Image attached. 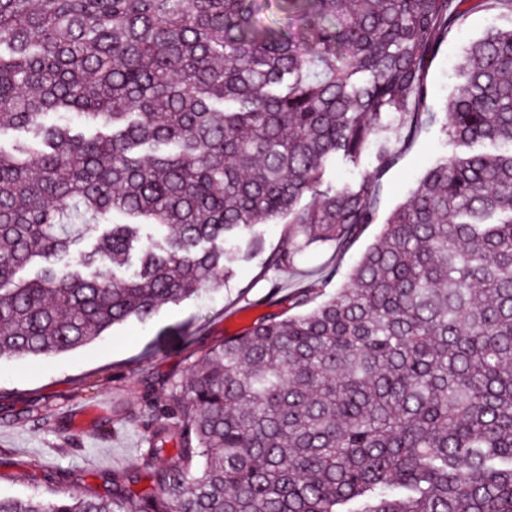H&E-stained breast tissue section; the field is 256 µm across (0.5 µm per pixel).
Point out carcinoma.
I'll list each match as a JSON object with an SVG mask.
<instances>
[{"label": "carcinoma", "instance_id": "cac0c4a2", "mask_svg": "<svg viewBox=\"0 0 512 512\" xmlns=\"http://www.w3.org/2000/svg\"><path fill=\"white\" fill-rule=\"evenodd\" d=\"M488 2L0 0V132L29 134L0 149V358L150 321L282 215L266 269L339 261L425 126L468 149L350 286L316 301L336 264L184 379L145 382V447L111 491L0 512H512V27L429 103L449 33ZM373 145L360 180L325 181Z\"/></svg>", "mask_w": 512, "mask_h": 512}]
</instances>
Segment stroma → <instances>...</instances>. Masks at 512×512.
<instances>
[{"label":"stroma","instance_id":"stroma-1","mask_svg":"<svg viewBox=\"0 0 512 512\" xmlns=\"http://www.w3.org/2000/svg\"><path fill=\"white\" fill-rule=\"evenodd\" d=\"M509 25L512 17L492 5L459 22L429 73L435 108L457 91L455 74L469 44ZM453 152L434 127L400 157L385 178L376 224L346 248L345 265L371 246L387 216L409 198L426 171ZM260 231V254L236 264L222 285L164 306L150 322L115 326L104 339L70 352L0 360V495L104 492L105 476L130 468L140 456L147 420L144 380L182 378L208 348L279 312V305L267 302L272 281L288 293L334 262L333 252L310 249L293 270L268 275L265 259L286 246L288 222L264 224Z\"/></svg>","mask_w":512,"mask_h":512}]
</instances>
